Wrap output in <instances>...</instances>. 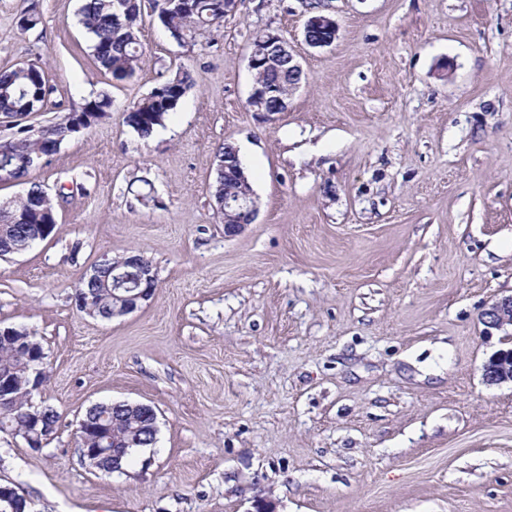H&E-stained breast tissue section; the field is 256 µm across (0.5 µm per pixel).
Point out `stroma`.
Wrapping results in <instances>:
<instances>
[{"label": "stroma", "instance_id": "stroma-1", "mask_svg": "<svg viewBox=\"0 0 512 512\" xmlns=\"http://www.w3.org/2000/svg\"><path fill=\"white\" fill-rule=\"evenodd\" d=\"M82 3L0 0V67L41 60L54 87L38 123L112 99L0 184L55 205L51 236L0 258V326L40 342L34 401L59 414L37 451L0 432V485L31 512H512V384L483 379L512 336L481 321L512 294V0H325L340 32L323 49L307 0H239L182 44L148 16L128 82L94 65ZM263 30L304 70L269 115L247 104ZM180 68L192 87L140 139L125 112ZM227 142L259 207L231 238L211 197ZM129 251L156 268L153 298L81 312L86 269ZM110 400L158 417L124 475L78 453L77 421Z\"/></svg>", "mask_w": 512, "mask_h": 512}]
</instances>
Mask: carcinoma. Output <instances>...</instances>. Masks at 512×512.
Here are the masks:
<instances>
[{"instance_id":"obj_1","label":"carcinoma","mask_w":512,"mask_h":512,"mask_svg":"<svg viewBox=\"0 0 512 512\" xmlns=\"http://www.w3.org/2000/svg\"><path fill=\"white\" fill-rule=\"evenodd\" d=\"M190 2L191 9L187 11H171L165 9L163 0H87L81 7V23L90 34V53L94 63L115 81H127L134 77L143 56L139 32L146 3L171 36L182 39L191 38L219 24L226 17L216 0ZM260 79L264 85L277 90V95L267 99L263 107L266 112H274L278 98L288 99V66L277 71L267 70ZM166 85L173 90L171 97L152 92L135 103L124 117V123L142 140L149 139L157 127L164 125L192 86V80L188 72L180 69L166 81ZM52 90L48 75L39 63H17L0 69V117L15 120L11 125L15 129L12 145L0 154V162L12 165L18 179L25 178L29 172L26 163L28 156L46 154L50 151V145L67 140L63 136V121L45 125L31 122L35 114L47 110ZM111 107V97L102 93L86 101L80 111L92 113L94 123L98 124L108 117ZM54 224L52 199L41 193L40 186H31L27 193L10 201L6 207H0V254H10V248L17 246L23 238H48L54 231ZM78 291L92 298L94 316L108 318L112 308L109 275L103 274L91 283L79 282ZM25 362L24 353L0 344V372L7 371L14 375L15 400L11 413L13 424L18 426L26 423L29 410ZM86 415L104 427L106 435L98 442L103 448H112L108 439H123L134 431L140 434L143 447H151L145 430H137L139 423L129 419L112 421L110 407L100 412L88 411Z\"/></svg>"}]
</instances>
